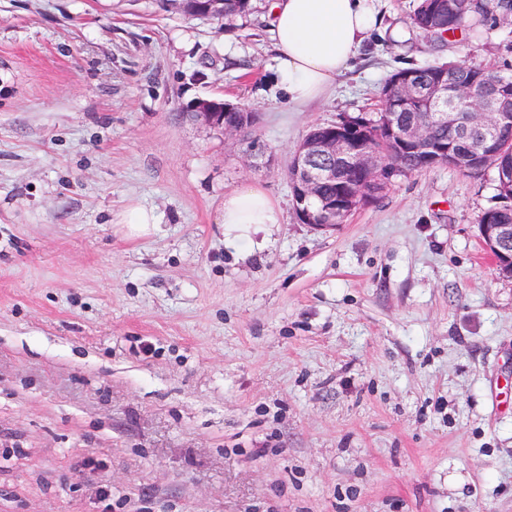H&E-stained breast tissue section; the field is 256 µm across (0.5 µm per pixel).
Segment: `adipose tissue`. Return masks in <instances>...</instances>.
Here are the masks:
<instances>
[{
	"label": "adipose tissue",
	"mask_w": 512,
	"mask_h": 512,
	"mask_svg": "<svg viewBox=\"0 0 512 512\" xmlns=\"http://www.w3.org/2000/svg\"><path fill=\"white\" fill-rule=\"evenodd\" d=\"M270 18L277 74L298 109L335 85L381 25L371 0H273ZM281 221V209L258 183L224 196V236L240 253L253 251L261 226Z\"/></svg>",
	"instance_id": "1"
}]
</instances>
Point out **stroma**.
Listing matches in <instances>:
<instances>
[{
    "mask_svg": "<svg viewBox=\"0 0 512 512\" xmlns=\"http://www.w3.org/2000/svg\"><path fill=\"white\" fill-rule=\"evenodd\" d=\"M323 98L276 79L270 0H0V512H512V279L495 173L396 179L336 228L286 166L403 68L512 70V23L434 41L416 0ZM259 112L253 140L189 105ZM283 221L239 256L224 195ZM153 211L142 236L118 225ZM197 17L223 18L230 22L236 16L245 15L252 6L251 0H192Z\"/></svg>",
    "mask_w": 512,
    "mask_h": 512,
    "instance_id": "stroma-1",
    "label": "stroma"
}]
</instances>
